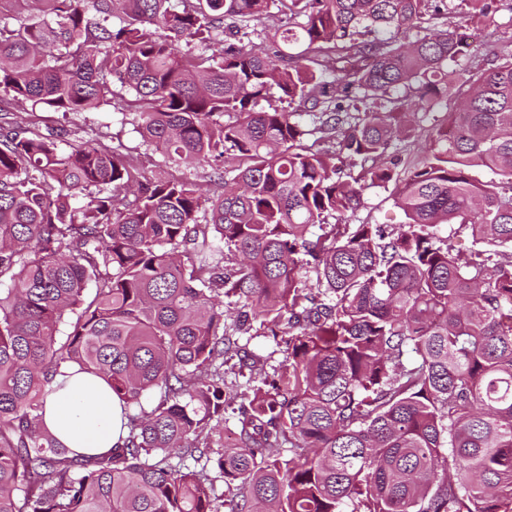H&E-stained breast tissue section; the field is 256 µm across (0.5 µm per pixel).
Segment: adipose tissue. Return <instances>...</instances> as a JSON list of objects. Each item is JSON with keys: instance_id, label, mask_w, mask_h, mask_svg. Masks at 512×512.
<instances>
[{"instance_id": "obj_1", "label": "adipose tissue", "mask_w": 512, "mask_h": 512, "mask_svg": "<svg viewBox=\"0 0 512 512\" xmlns=\"http://www.w3.org/2000/svg\"><path fill=\"white\" fill-rule=\"evenodd\" d=\"M45 402L43 422L76 453L98 455L123 443L127 428L121 403L93 373L66 375Z\"/></svg>"}]
</instances>
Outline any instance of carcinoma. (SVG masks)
Segmentation results:
<instances>
[{
  "mask_svg": "<svg viewBox=\"0 0 512 512\" xmlns=\"http://www.w3.org/2000/svg\"><path fill=\"white\" fill-rule=\"evenodd\" d=\"M445 7L0 0V512H512V260L438 236L512 247V50L459 71L426 155L392 160L399 118L448 104L464 45L424 19ZM23 103L131 112L159 164L222 192L120 143L64 149L10 121ZM391 182L398 231L334 223ZM254 321L285 358L215 473L191 467ZM71 367L122 403V446L83 456L44 428Z\"/></svg>",
  "mask_w": 512,
  "mask_h": 512,
  "instance_id": "obj_1",
  "label": "carcinoma"
}]
</instances>
